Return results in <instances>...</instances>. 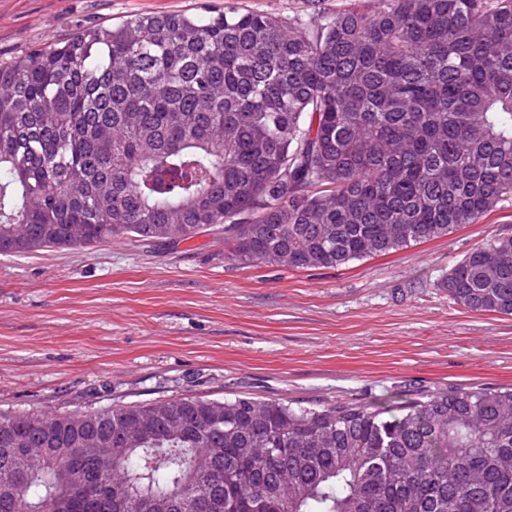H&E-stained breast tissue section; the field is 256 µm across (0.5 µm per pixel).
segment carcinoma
Here are the masks:
<instances>
[{"label": "carcinoma", "mask_w": 512, "mask_h": 512, "mask_svg": "<svg viewBox=\"0 0 512 512\" xmlns=\"http://www.w3.org/2000/svg\"><path fill=\"white\" fill-rule=\"evenodd\" d=\"M512 199V0L154 13L0 65V255L114 235L338 268ZM439 287L512 316V235ZM0 512H512V387L0 413Z\"/></svg>", "instance_id": "cac0c4a2"}]
</instances>
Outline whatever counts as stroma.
<instances>
[{"mask_svg":"<svg viewBox=\"0 0 512 512\" xmlns=\"http://www.w3.org/2000/svg\"><path fill=\"white\" fill-rule=\"evenodd\" d=\"M308 16L311 0H0V64L133 15L228 7ZM512 235V201L452 234L339 268L235 258L223 225L183 242L119 236L0 256V413L186 396L382 407L439 388L512 387V316L439 281Z\"/></svg>","mask_w":512,"mask_h":512,"instance_id":"stroma-1","label":"stroma"}]
</instances>
